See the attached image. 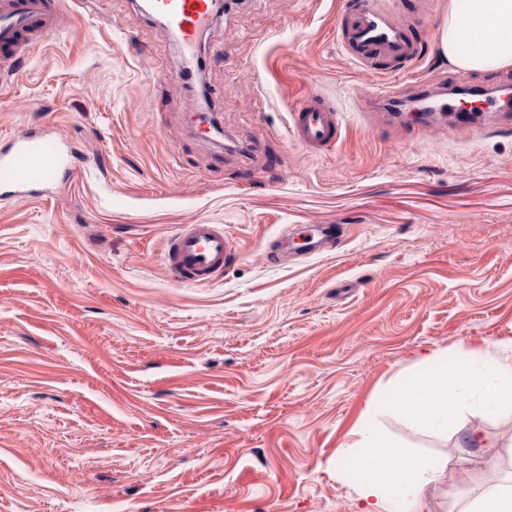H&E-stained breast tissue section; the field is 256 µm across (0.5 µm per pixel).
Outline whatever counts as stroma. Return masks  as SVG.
<instances>
[{
	"label": "stroma",
	"instance_id": "obj_1",
	"mask_svg": "<svg viewBox=\"0 0 512 512\" xmlns=\"http://www.w3.org/2000/svg\"><path fill=\"white\" fill-rule=\"evenodd\" d=\"M341 0H239L202 44L213 121L141 0H64L69 28L0 79V145L19 126L64 141L73 172L0 194V512H358L338 465L350 431L447 460L425 496L512 472V410L420 435L391 410L432 353H512V125L418 128L372 92L450 84L440 49L465 0H398L419 66L375 75L333 31ZM341 114L336 146L287 135L309 90ZM183 224H220L235 258L207 286L172 282ZM293 224L335 247L267 257Z\"/></svg>",
	"mask_w": 512,
	"mask_h": 512
}]
</instances>
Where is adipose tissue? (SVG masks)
<instances>
[{
	"mask_svg": "<svg viewBox=\"0 0 512 512\" xmlns=\"http://www.w3.org/2000/svg\"><path fill=\"white\" fill-rule=\"evenodd\" d=\"M440 48L454 64L471 70L512 64V0H468L464 13L449 12ZM512 408V361L430 358L423 370L407 374L392 402L393 410L419 433L464 431L465 412L494 413ZM348 462L359 477L363 512H431L424 496L439 482L447 461L400 446L376 429H356ZM448 512H512V477L480 492H454Z\"/></svg>",
	"mask_w": 512,
	"mask_h": 512,
	"instance_id": "adipose-tissue-1",
	"label": "adipose tissue"
}]
</instances>
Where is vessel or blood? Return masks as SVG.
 Returning <instances> with one entry per match:
<instances>
[{
  "label": "vessel or blood",
  "instance_id": "obj_1",
  "mask_svg": "<svg viewBox=\"0 0 512 512\" xmlns=\"http://www.w3.org/2000/svg\"><path fill=\"white\" fill-rule=\"evenodd\" d=\"M149 14L174 35L182 55L181 73L191 76L200 66L196 51L201 32L214 22L224 0H147ZM63 0H0V74H15L20 59L49 36L63 31ZM337 43L362 66L371 60L416 64L418 43L409 30L393 22L386 0H343L336 27ZM393 92H378L365 110L399 114L405 103ZM410 102L431 116H456L460 106L446 90H431L427 82L414 85ZM293 140L315 150L332 149L340 136V115L317 91L303 96L290 114ZM73 168L68 147L30 128L16 131L0 149V192L29 194L53 186ZM332 224L298 228L299 249L314 253L335 237ZM233 256V244L217 224H186L172 236L165 262L173 282L206 286L221 277Z\"/></svg>",
  "mask_w": 512,
  "mask_h": 512
}]
</instances>
